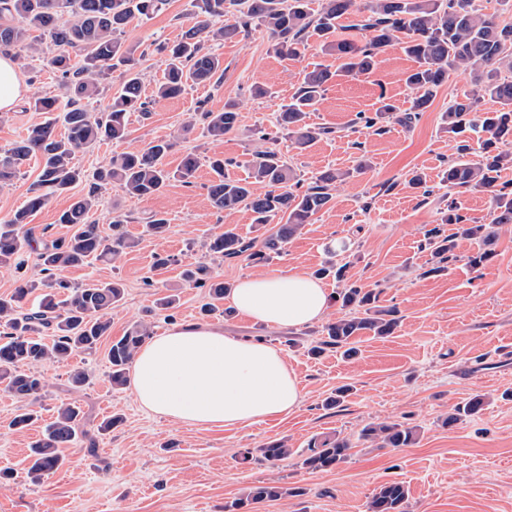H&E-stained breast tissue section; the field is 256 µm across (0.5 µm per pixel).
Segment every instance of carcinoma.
Returning <instances> with one entry per match:
<instances>
[{
    "mask_svg": "<svg viewBox=\"0 0 512 512\" xmlns=\"http://www.w3.org/2000/svg\"><path fill=\"white\" fill-rule=\"evenodd\" d=\"M165 0H0V51L10 52L18 64L49 45L46 65L65 79L69 94L66 105L52 95L37 94L32 107L37 112H61L64 132L55 133L56 120L33 125L9 147L0 149V187L13 183L28 161H37L40 173L30 189L26 204L0 224V268H12L17 274L13 293L0 298V383L23 402L35 403L46 392L42 375L31 367L46 362H60L78 351H91L108 335L111 324L106 314L123 299V284L118 279L75 284L65 272L91 259L115 262L134 246L122 230V220L112 224V236L102 234L97 224L87 221V214L97 203L101 191L117 184L126 194L150 198L166 186L171 177L183 184H194L201 166L193 151L183 154L175 172H169L163 159L173 144L157 139L145 146L112 156L87 179L75 165V154L102 141H122L127 136L128 114L144 112L143 74L137 70L135 49L127 47L119 35L136 18L148 17L161 9ZM196 11L194 23L180 39L156 44L165 55L167 67L157 81L153 96L170 99L181 95L188 83L211 82L224 72V61L212 51L210 43L246 36L254 27L265 29L275 52L299 57L308 48V39L317 37L324 51L336 56V72L316 65L303 74L288 104L276 117L274 132L257 131L259 149L245 161L248 176L233 178L226 172L220 155L207 159L213 178L207 185L212 206L233 211L241 206L252 214V223L270 226L261 239H246L234 229L205 243L206 250L221 259L246 257L265 262L329 208L333 190L369 168L366 161L347 170L328 169L308 184L294 179L288 163L277 148L279 136L294 139L299 148L320 139L330 130L307 123V115L326 91L335 76L357 78L370 74L378 56L388 47L399 44L416 66L405 76V84L414 94L411 112L402 117L409 122L424 111L436 90L452 70L470 72L472 88L445 113L443 130L457 140L456 157L448 161L442 181L448 184V213L442 223L456 226L453 234L439 227L430 229L425 248L430 250L429 272L441 274L456 260L459 236L490 242V225L512 224V182L499 181V173L512 167V151L503 146L512 140V25H502L494 14H486L475 0H192ZM355 16L351 27L367 33L363 42L336 38L340 22ZM225 19L214 28L211 21ZM121 70L124 77L119 91L107 110L93 113L90 101L99 92V77L108 71ZM486 97L499 104L493 112L481 110ZM395 111L384 102L372 115L358 112L351 120L352 132L377 128ZM237 104L225 103L222 110H204L200 121L208 136L218 140L237 125ZM481 134L479 159L468 158L472 147L463 138L465 132ZM88 181L87 195L64 210L58 223L74 231L45 243L39 253L45 278L39 282L21 273L18 261L23 249L34 242L29 218L46 207L52 199L72 185ZM266 190L255 192L254 185ZM490 193L494 208L489 223H480L461 213L456 195L463 192ZM186 282L208 287L216 300L224 298L228 285L214 279L210 268L198 264L183 272ZM46 288L35 308H25L28 297ZM343 308H354L324 327L325 339L311 349L318 355L326 348H344L360 336L384 337L397 327L396 310L377 305L379 292L351 283L336 295ZM52 333V342H43L44 333ZM150 338V328L132 324L123 335L113 339L108 349L112 388L127 385L128 370L136 351ZM414 426L397 421H381L364 426L359 440L380 448H409L418 441ZM89 443L94 452L95 439L84 428V413L76 400L61 403L56 416L45 429L43 438L30 448L28 475L41 482L64 463L62 449L78 441ZM351 443L334 433L312 437L302 459L311 471H325L345 462ZM290 448L282 440L268 441L239 453L243 463L274 464L288 457ZM294 490L260 482L246 488L227 512L242 509L292 494ZM408 492L400 482L379 488L369 502V512H406Z\"/></svg>",
    "mask_w": 512,
    "mask_h": 512,
    "instance_id": "1",
    "label": "carcinoma"
}]
</instances>
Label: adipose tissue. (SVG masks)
I'll list each match as a JSON object with an SVG mask.
<instances>
[{"instance_id":"1","label":"adipose tissue","mask_w":512,"mask_h":512,"mask_svg":"<svg viewBox=\"0 0 512 512\" xmlns=\"http://www.w3.org/2000/svg\"><path fill=\"white\" fill-rule=\"evenodd\" d=\"M229 307L267 327L305 326L327 313L331 295L307 273L267 271L242 278ZM129 387L147 412L199 428L247 427L296 410L300 383L282 352L260 336L179 324L136 352Z\"/></svg>"}]
</instances>
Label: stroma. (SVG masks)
Returning a JSON list of instances; mask_svg holds the SVG:
<instances>
[{
	"label": "stroma",
	"instance_id": "obj_1",
	"mask_svg": "<svg viewBox=\"0 0 512 512\" xmlns=\"http://www.w3.org/2000/svg\"><path fill=\"white\" fill-rule=\"evenodd\" d=\"M190 11V0H167L160 12L133 22L122 34V42L137 49L146 89H153L166 69L156 43L179 37L190 23ZM216 51L224 59L220 80L188 85L178 97L151 103L148 113H131L125 141L81 151L76 165L90 173L114 154L162 138L174 144L164 159L166 169H175L182 153L193 151L203 157L222 155L230 162L231 177H246L242 162L257 146L255 131L273 128L280 106L310 64H336L313 38L303 56H277L261 28L245 39L217 45ZM413 66L396 46L379 56L370 76L333 78L308 121L334 128V135L303 151L288 138L280 139L279 149L301 180L328 167L351 168L362 156L371 167L337 187L331 208L265 265L241 258L225 262L204 249L205 240L228 226L248 238L256 235L246 208L220 212L212 207L207 166H200L194 185L173 180L148 199L116 186L102 191L90 222L108 235L113 220L122 219L137 245L117 263L94 260L69 269L67 276L76 283L121 279L125 296L109 314L110 338L102 339L96 351L38 365L47 385L35 406L40 423L13 428L22 404L0 384V512H224L226 504L260 481L292 493L254 504L250 512H368L372 496L388 482L406 486L407 512H512V224L493 226V255L478 267L468 261L478 243L462 239L458 259L447 273L429 274L430 255L424 247L426 231L439 224L447 207L448 188L440 178L455 155V141L440 130L441 117L468 89L469 76L462 70L450 73L410 126L390 119L381 133L347 130L356 113L374 112L383 96L397 112L408 111L412 93L404 74ZM256 84L267 87L269 97L253 98L250 89ZM232 101L240 105L237 129L224 139H211L202 127H191L199 105L216 111ZM416 171L425 177L429 195L408 186ZM85 193V185L76 184L31 217L36 246L22 256L29 278L43 277L37 245L71 233V226L58 223V215ZM155 212L169 219L162 239L146 231V219ZM330 247L342 248L350 281L379 289V307L397 309L399 324L392 335L361 337L357 354L349 358L332 349L315 358L307 349L320 339L321 324L270 329L237 314L218 312L206 318L232 335L260 336L281 350L302 388L301 404L292 414L246 428L203 429L151 416L130 390H113L107 360L111 337L140 319L151 324L156 336L172 323L203 319L200 308L209 302V291L183 281L186 264H210L219 280L231 285L264 269L314 272ZM158 252L171 255L172 263L155 266ZM173 293L179 306L169 319L155 303ZM76 367L89 375L77 392L68 381ZM343 385L349 386V395L328 406L336 387ZM477 394L484 397L482 409L449 422L456 405ZM74 396L88 429L95 432L97 453L89 455L90 445L76 443L64 449L65 462L57 472L32 483L27 476L29 446L43 424L53 420L60 402ZM115 413L122 424L97 433V425ZM382 420L417 427V444L398 449L360 444L333 469L312 472L302 466L299 453L312 435L336 431L354 438L368 423ZM275 439L288 441L293 456L274 465L239 463L241 449Z\"/></svg>",
	"mask_w": 512,
	"mask_h": 512
}]
</instances>
